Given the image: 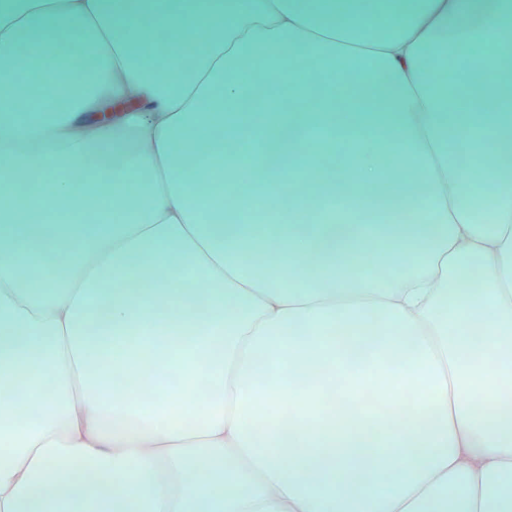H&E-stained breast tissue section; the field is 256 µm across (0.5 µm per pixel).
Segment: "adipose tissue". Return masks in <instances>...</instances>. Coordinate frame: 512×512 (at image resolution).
<instances>
[{
	"mask_svg": "<svg viewBox=\"0 0 512 512\" xmlns=\"http://www.w3.org/2000/svg\"><path fill=\"white\" fill-rule=\"evenodd\" d=\"M201 25L211 38L181 60ZM47 42L81 46L98 75L44 67L42 98L18 114L21 53ZM273 57L286 85L324 80L332 98L258 129L268 180L322 168L300 138L319 122L347 160L345 209L423 203L425 223L380 225L400 247L386 274H352L360 224L254 237L248 182H225L215 118ZM459 63L462 81L443 80ZM481 93L499 111H469ZM478 146L496 157L483 217L464 175ZM244 247L280 255L287 287L251 273ZM41 253L53 272L31 288ZM138 263L148 287L129 285ZM146 324L198 340L180 352L168 336L154 372L184 383L145 406L126 374ZM338 326L368 357L331 405L312 366ZM112 345L123 366L90 359ZM25 360L34 376L0 410V512H512V0H0V384ZM201 371L203 400L188 382Z\"/></svg>",
	"mask_w": 512,
	"mask_h": 512,
	"instance_id": "1",
	"label": "adipose tissue"
}]
</instances>
